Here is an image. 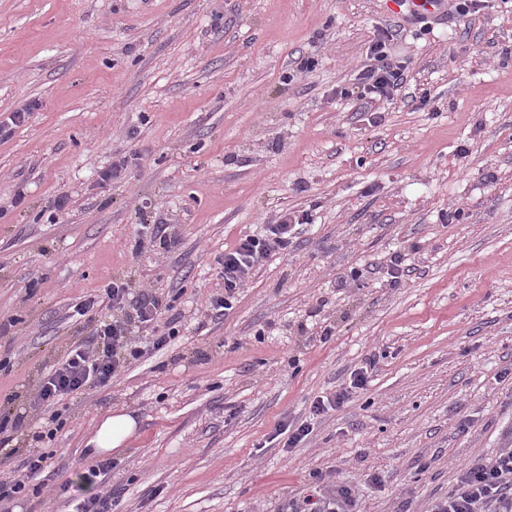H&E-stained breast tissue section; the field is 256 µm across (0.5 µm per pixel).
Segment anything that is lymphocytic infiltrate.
<instances>
[{"mask_svg": "<svg viewBox=\"0 0 512 512\" xmlns=\"http://www.w3.org/2000/svg\"><path fill=\"white\" fill-rule=\"evenodd\" d=\"M390 34H382L372 44L374 63L359 74L363 95L368 102H389L405 82V67L388 53ZM297 224L290 215L266 225L262 234L240 237L225 251L222 261L224 291L211 297L209 311L225 314L232 309L238 290L253 271L269 257L287 253ZM104 295L112 304L111 322L100 323L81 343L73 346L64 359L44 374L37 396L46 414L40 417L33 444L19 475L0 479V512H13L15 503L27 497L30 483L44 471L54 451L50 447L65 422L55 406L60 398L85 387L104 385L144 356L134 335L135 328L153 321L158 303L146 295H134L127 282L115 279ZM304 512H361L354 489L343 482L327 480L303 499ZM434 512H512V448L493 456L459 465L456 481Z\"/></svg>", "mask_w": 512, "mask_h": 512, "instance_id": "f902f5d3", "label": "lymphocytic infiltrate"}]
</instances>
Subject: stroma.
I'll use <instances>...</instances> for the list:
<instances>
[{"mask_svg":"<svg viewBox=\"0 0 512 512\" xmlns=\"http://www.w3.org/2000/svg\"><path fill=\"white\" fill-rule=\"evenodd\" d=\"M385 31L407 81L369 112L357 74ZM510 46L491 7L423 32L394 0H0V122L28 113L0 139V203L23 199L0 220V402L33 433L45 368L111 320L112 279L173 303L145 335L180 330L60 401L15 512H73L64 483L116 512H288L316 471L362 512H432L458 464L512 448ZM286 213L311 217L293 251L212 317L225 249ZM115 411L138 430L84 484ZM287 420L311 423L298 447Z\"/></svg>","mask_w":512,"mask_h":512,"instance_id":"stroma-1","label":"stroma"}]
</instances>
